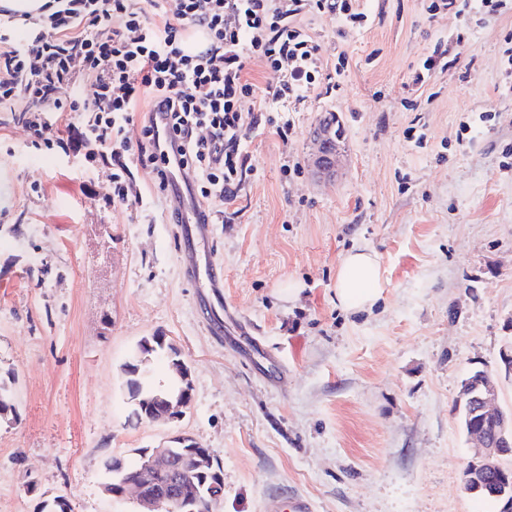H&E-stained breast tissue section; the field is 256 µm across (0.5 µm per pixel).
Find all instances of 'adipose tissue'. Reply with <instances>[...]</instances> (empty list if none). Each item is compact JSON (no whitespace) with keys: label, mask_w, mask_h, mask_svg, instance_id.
I'll use <instances>...</instances> for the list:
<instances>
[{"label":"adipose tissue","mask_w":512,"mask_h":512,"mask_svg":"<svg viewBox=\"0 0 512 512\" xmlns=\"http://www.w3.org/2000/svg\"><path fill=\"white\" fill-rule=\"evenodd\" d=\"M382 291L381 269L376 253L362 247L349 251L336 277V302L348 309L372 306Z\"/></svg>","instance_id":"adipose-tissue-1"}]
</instances>
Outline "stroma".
<instances>
[{"mask_svg": "<svg viewBox=\"0 0 512 512\" xmlns=\"http://www.w3.org/2000/svg\"><path fill=\"white\" fill-rule=\"evenodd\" d=\"M357 0L363 24L301 23L319 75L248 133L247 174L212 254L224 267L223 342L184 279L177 227L150 168L139 204L105 206V173L35 148L0 114V512H136L107 498L103 463L191 436L223 471L215 512H494L463 488L474 450L461 386L512 342V0L464 12ZM451 43L449 67L414 82ZM334 114L336 174L310 167ZM288 124L287 136L276 132ZM375 250L372 308L336 303L342 256ZM247 319L249 335L236 331ZM166 336L191 368V404L132 419L123 366Z\"/></svg>", "mask_w": 512, "mask_h": 512, "instance_id": "1", "label": "stroma"}]
</instances>
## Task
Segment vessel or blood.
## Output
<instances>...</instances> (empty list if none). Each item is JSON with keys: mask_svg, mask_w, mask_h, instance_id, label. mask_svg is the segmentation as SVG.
Returning <instances> with one entry per match:
<instances>
[{"mask_svg": "<svg viewBox=\"0 0 512 512\" xmlns=\"http://www.w3.org/2000/svg\"><path fill=\"white\" fill-rule=\"evenodd\" d=\"M170 202L178 216L179 239L186 274L202 280L204 290L197 298V304L211 311L206 320L207 330L215 340L224 336V269L213 262L208 250L212 230L203 216V207L189 191L180 168H173L170 175Z\"/></svg>", "mask_w": 512, "mask_h": 512, "instance_id": "1", "label": "vessel or blood"}]
</instances>
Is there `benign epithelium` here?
I'll return each instance as SVG.
<instances>
[{
  "mask_svg": "<svg viewBox=\"0 0 512 512\" xmlns=\"http://www.w3.org/2000/svg\"><path fill=\"white\" fill-rule=\"evenodd\" d=\"M317 149L313 154V167L320 175L333 174L336 163V143L328 132L317 131ZM500 363L497 371L484 370L480 373V381L471 386L466 381L462 386L460 403L472 404L475 417L469 427V436L474 443L475 462L470 466L477 476L494 473L499 484L492 493L497 499L498 512H512V468L503 463V457L512 453V411L506 412L497 403L498 380L504 376H512V344L501 348ZM190 403V393L181 394L178 398L164 404L165 412L159 416L147 415L152 423H164L182 415L183 409ZM491 420L497 424L494 436H488L483 430V422ZM176 470L182 476V482H191L192 466L189 459H176L168 446L153 449L146 463L142 478L138 482L124 483L108 493L109 498L121 499L133 495L138 512H175L178 497L166 485L156 483L157 474Z\"/></svg>",
  "mask_w": 512,
  "mask_h": 512,
  "instance_id": "obj_1",
  "label": "benign epithelium"
}]
</instances>
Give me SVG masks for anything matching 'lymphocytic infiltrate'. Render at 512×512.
<instances>
[{"label": "lymphocytic infiltrate", "mask_w": 512, "mask_h": 512, "mask_svg": "<svg viewBox=\"0 0 512 512\" xmlns=\"http://www.w3.org/2000/svg\"><path fill=\"white\" fill-rule=\"evenodd\" d=\"M16 39V12L0 8V108L28 128L34 147L82 156L86 169L107 168L105 206L142 202L129 163L151 167L159 191L179 163L198 202L224 220L242 187L249 112L301 97L312 88L318 47L297 22L315 10L356 23L366 15L350 0H47ZM121 18V28L110 27ZM206 49L191 52V34ZM256 58L281 75L262 92L245 69ZM73 89L69 102L56 98ZM169 131L160 149L156 122ZM138 134H131V126Z\"/></svg>", "instance_id": "f902f5d3"}]
</instances>
